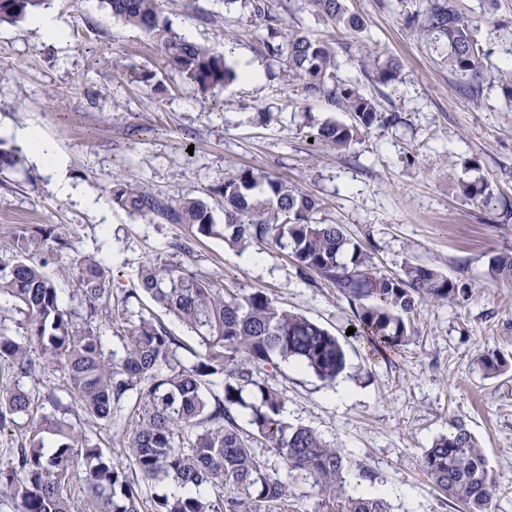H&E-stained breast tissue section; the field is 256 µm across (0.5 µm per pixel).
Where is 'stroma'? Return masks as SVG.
<instances>
[{
    "label": "stroma",
    "mask_w": 512,
    "mask_h": 512,
    "mask_svg": "<svg viewBox=\"0 0 512 512\" xmlns=\"http://www.w3.org/2000/svg\"><path fill=\"white\" fill-rule=\"evenodd\" d=\"M458 11L504 70H512V0H455ZM425 0H347L364 20L357 35L336 40V62L345 79L374 98L390 126L376 125L339 151L312 141L328 121L348 113L305 95L276 76L255 20L241 0H166L163 16L179 36L223 54L237 67L250 58L255 82L200 93L177 73L162 70L156 44L120 22H100L99 0H55L67 25L58 45L42 42L29 20L0 23V145L14 147L12 128H39L66 159V176L84 196L104 202L97 211L53 190L50 175L27 162L0 172V256L19 224H52L69 247L50 257L57 274L85 257L109 267L120 287H136L147 263L173 262L237 293L260 287L280 306L301 313L346 340L339 376L350 395L335 401V385L295 361L279 363L273 382L285 399V419L315 429L341 448L354 495L383 494L390 512H461L422 468L423 452L464 418L484 448L487 468L500 488L490 512H512V368L485 376L479 357L499 351L512 361V280L495 275L490 258L512 249V108L506 83L486 76L481 94L462 90L449 73L446 52L421 41L406 24ZM381 56L397 57L396 80L371 78ZM151 69L163 91L127 82L108 63ZM278 177L316 196L322 224H340L381 271L404 263L470 280L462 303L420 305L410 337L389 360L374 359L363 342L348 338L350 300L331 282L306 278L284 252L255 243L246 250L220 238H195L181 224L144 217L112 204V182L121 178L175 201L207 193L241 167ZM484 179L491 197L478 203L459 195L463 180ZM261 264H253L252 256ZM21 385L37 413L53 412L47 394L70 408L69 419L129 469L121 443L136 427L129 407L104 426L72 404L62 372L38 364L16 379L0 367V385ZM55 399V400H56ZM255 452L288 484L283 512H317L310 482L289 477L263 443Z\"/></svg>",
    "instance_id": "obj_1"
}]
</instances>
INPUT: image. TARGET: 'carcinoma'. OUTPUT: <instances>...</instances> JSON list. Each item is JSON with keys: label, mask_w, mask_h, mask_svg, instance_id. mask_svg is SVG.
Instances as JSON below:
<instances>
[{"label": "carcinoma", "mask_w": 512, "mask_h": 512, "mask_svg": "<svg viewBox=\"0 0 512 512\" xmlns=\"http://www.w3.org/2000/svg\"><path fill=\"white\" fill-rule=\"evenodd\" d=\"M51 0H0V22L17 23ZM314 16L334 30L359 32L364 20L348 11L345 0H304ZM109 14L150 37L160 49L164 68L201 91L219 89L238 74L224 56L172 33L162 19L164 0H102ZM255 21L266 34L263 49L279 64L281 78L303 93L318 96L351 114L349 124L326 122L314 134L342 151L375 124L390 125L376 102L361 94L339 73L335 43L312 39L284 23L290 0H248ZM418 37L448 49V71L469 79L479 96L483 78L498 69L476 38L472 24L455 0H427L422 13L407 16ZM131 83L153 84L155 73L117 61ZM400 64L387 58L376 68V81L397 77ZM25 160L20 148H0V168ZM488 185L480 178L462 181L460 191L487 201ZM224 202V225L214 224L212 201ZM112 203L141 216L184 224L194 236H218L245 250L255 242L291 248L304 273L319 275L339 288L355 307L354 337L370 354L387 358L408 338L407 320L422 303L456 302L471 286L450 280L432 268L407 263L393 275L373 270L359 244L351 265L340 262L348 244L340 224H318L319 200L288 183L251 168L233 169L220 186L204 196L188 193L171 203L132 184L115 180ZM11 254L0 257V294L22 315L25 334L19 338L0 326V362L29 377L36 371L31 350L65 374L72 401L85 414L112 422L115 404L137 394L138 422L126 442L136 478L112 466L111 456L64 416L34 417L32 396L14 386L0 389V427L20 418L31 423L29 434L0 464V494L16 501L18 512H280L288 485L267 471L252 448L261 438L280 457L288 472L310 479L320 499V512H389L381 496H353L345 489L346 457L316 431L284 420L285 401L270 382L277 361L296 360L323 380L334 381L346 367L339 338L307 318L280 307L263 289L231 293L188 272L180 264L151 263L141 271L140 290L119 288L112 271L96 259L81 260L72 275L76 307L59 303V289L45 272L43 254L68 248L51 224H19L12 234ZM491 270L512 279V250L490 259ZM147 294L197 336L201 351L183 365L176 357L181 341L164 324L129 306L138 292ZM115 329L122 354L104 352L102 323ZM487 375L506 370L507 359L487 349L480 357ZM258 399L248 405L243 391ZM250 409V430L237 424L236 409ZM84 466L85 495L71 496L69 480ZM422 467L429 479L466 512H488L498 485L487 469L484 449L463 419L451 422L448 434L425 449ZM172 479L183 493L143 496L142 486Z\"/></svg>", "instance_id": "1"}]
</instances>
